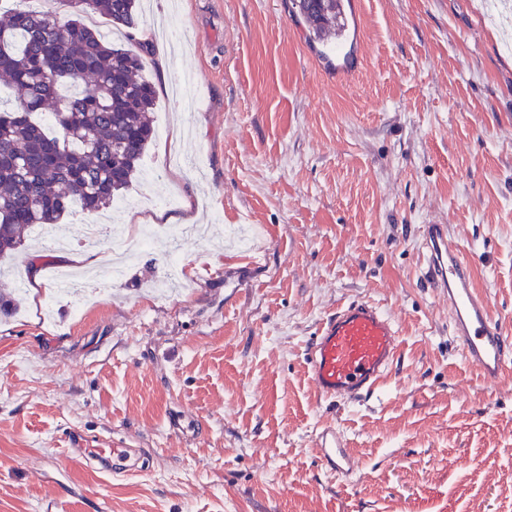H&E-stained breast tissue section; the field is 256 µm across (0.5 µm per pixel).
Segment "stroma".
I'll list each match as a JSON object with an SVG mask.
<instances>
[{"label":"stroma","instance_id":"35a3bbf8","mask_svg":"<svg viewBox=\"0 0 512 512\" xmlns=\"http://www.w3.org/2000/svg\"><path fill=\"white\" fill-rule=\"evenodd\" d=\"M143 2L181 43L151 41L161 134L107 213L128 244L170 221L121 276L90 251L80 307L45 279L0 320V512H512V368L489 388L465 362L421 245L448 225L512 332V9L350 0L338 57L289 0ZM34 263L70 260L33 239L5 268ZM361 299L398 359L368 401L320 400L307 349ZM326 424L363 460L350 483L317 459ZM98 441L142 473L91 468Z\"/></svg>","mask_w":512,"mask_h":512}]
</instances>
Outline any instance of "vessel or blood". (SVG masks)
I'll return each mask as SVG.
<instances>
[{
	"instance_id": "obj_1",
	"label": "vessel or blood",
	"mask_w": 512,
	"mask_h": 512,
	"mask_svg": "<svg viewBox=\"0 0 512 512\" xmlns=\"http://www.w3.org/2000/svg\"><path fill=\"white\" fill-rule=\"evenodd\" d=\"M425 278L448 299L452 334L468 365L486 386L498 385L512 364V337L493 318L491 304L474 286L472 269L444 224L422 230ZM400 345L392 315L370 301L338 306L321 323L308 356V374L318 398L360 402L374 394L390 376ZM318 460L329 474L350 481L360 459L344 433L329 424L318 432ZM90 461L112 478L136 474L129 449L94 448Z\"/></svg>"
}]
</instances>
